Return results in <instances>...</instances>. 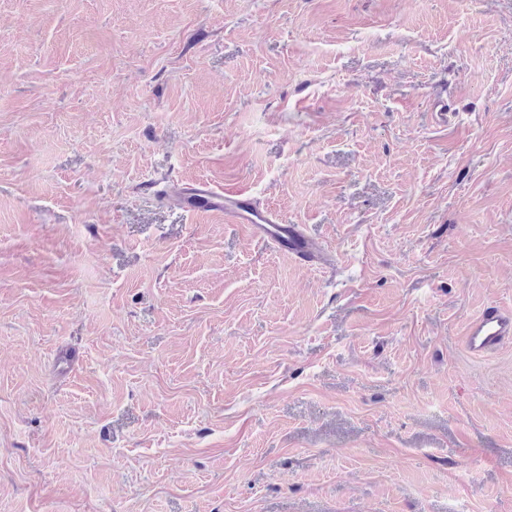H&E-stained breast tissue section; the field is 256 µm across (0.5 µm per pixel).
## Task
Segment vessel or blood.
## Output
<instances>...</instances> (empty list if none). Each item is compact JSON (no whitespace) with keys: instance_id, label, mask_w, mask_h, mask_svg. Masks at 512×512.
I'll return each instance as SVG.
<instances>
[{"instance_id":"vessel-or-blood-1","label":"vessel or blood","mask_w":512,"mask_h":512,"mask_svg":"<svg viewBox=\"0 0 512 512\" xmlns=\"http://www.w3.org/2000/svg\"><path fill=\"white\" fill-rule=\"evenodd\" d=\"M166 198L188 214L223 213L226 222L246 225L253 237L288 250L298 260L320 263L326 257L322 245L298 224L278 223L269 212L257 209L241 188L220 189L206 182L173 184ZM512 344V311L498 304L485 305L467 325L464 345L476 358Z\"/></svg>"}]
</instances>
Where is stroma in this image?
Wrapping results in <instances>:
<instances>
[{
  "instance_id": "stroma-1",
  "label": "stroma",
  "mask_w": 512,
  "mask_h": 512,
  "mask_svg": "<svg viewBox=\"0 0 512 512\" xmlns=\"http://www.w3.org/2000/svg\"><path fill=\"white\" fill-rule=\"evenodd\" d=\"M489 303L512 0H0V512H512ZM165 199L188 214L220 212L224 221L246 224L251 235L286 249L298 260L321 263L326 257L322 245L310 237L300 224H279L273 215L257 209L241 188H216L207 182L171 185ZM512 344V311L498 304L485 305L467 325L464 345L475 357H485Z\"/></svg>"
}]
</instances>
